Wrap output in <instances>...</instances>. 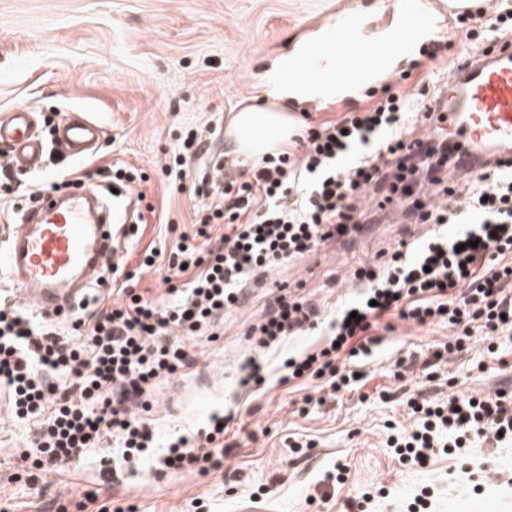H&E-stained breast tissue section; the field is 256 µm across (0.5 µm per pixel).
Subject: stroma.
<instances>
[{
	"label": "stroma",
	"instance_id": "obj_1",
	"mask_svg": "<svg viewBox=\"0 0 512 512\" xmlns=\"http://www.w3.org/2000/svg\"><path fill=\"white\" fill-rule=\"evenodd\" d=\"M359 14L364 36L389 20V0H0V115L15 108L61 118L82 112L99 121L103 138L83 160L87 172L121 164L145 172L137 182L147 203L166 205L167 223L146 214L138 233L122 238L118 254L126 269L159 242L190 230L202 199L192 174L204 161L188 159L187 179L167 182L159 167L187 131L208 150L220 151L229 119L259 103L273 60H288L295 45L316 36L328 20ZM411 77L400 80L403 71ZM446 70L413 52L383 82L357 96L325 106H293L292 114L322 122L368 104L369 94L397 85L413 94L418 82L446 80ZM396 211L340 241H327L306 259L265 273V286L247 288L245 304L218 321L215 337L185 345L194 357L185 371L158 381L148 392L144 418L160 442L194 435L212 414L233 415L231 448L224 466L208 473L177 472L156 461L112 469V452H96L42 473L21 463L33 448L38 425L14 417L0 391V512H58L92 496L86 512H344L365 489L384 488L377 512H404L421 488L434 494L435 512H512V491L491 486L472 491L449 484L457 461L439 454L420 467L400 466L386 445L388 427L411 429L407 398L425 395L512 393V338L488 353L474 336L450 355L437 379L421 364L432 346L447 341L444 326L420 327L393 319L381 344L356 363L363 379L355 391L325 396L323 380L281 381L277 367L289 353L321 342L320 333L294 336L257 352L250 336L277 298H300L333 314L354 296L346 279L361 262L381 260L399 242L422 240L425 224H407L406 199ZM262 355L270 369L262 387L241 385V367ZM322 405L301 413L304 396ZM307 443L293 453L291 441ZM347 466L344 484L325 481L337 463Z\"/></svg>",
	"mask_w": 512,
	"mask_h": 512
}]
</instances>
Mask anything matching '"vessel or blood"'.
I'll return each mask as SVG.
<instances>
[{"instance_id":"1","label":"vessel or blood","mask_w":512,"mask_h":512,"mask_svg":"<svg viewBox=\"0 0 512 512\" xmlns=\"http://www.w3.org/2000/svg\"><path fill=\"white\" fill-rule=\"evenodd\" d=\"M432 26V19L406 13L393 40L367 47L353 36V23L332 21L313 59L295 57L290 66L299 71L311 68L313 60L332 57L336 80L344 83L384 69L392 56L422 42ZM447 118L465 135L462 154L449 168V186L458 189L484 172L512 169V42L501 40L489 52L471 53L464 70L449 77ZM102 134L99 122L77 114L57 129L55 139L70 157L82 159L96 149ZM0 142L7 144L17 171L42 168L46 146L33 112L20 108L1 118ZM97 196L95 188L83 185L63 196L46 192L39 208L0 227V274L42 313L66 317L76 310L112 263L117 227L132 221L133 201L120 189L112 195L111 223L95 222L89 203Z\"/></svg>"}]
</instances>
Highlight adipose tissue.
<instances>
[{
	"label": "adipose tissue",
	"instance_id": "adipose-tissue-1",
	"mask_svg": "<svg viewBox=\"0 0 512 512\" xmlns=\"http://www.w3.org/2000/svg\"><path fill=\"white\" fill-rule=\"evenodd\" d=\"M326 74L309 71L296 73L285 67L270 70L265 84L267 99L263 105L237 112L227 134L244 157L257 160L285 148L294 133L292 119L284 100L312 101L316 104L356 96L355 86H338L333 78L335 61H326Z\"/></svg>",
	"mask_w": 512,
	"mask_h": 512
}]
</instances>
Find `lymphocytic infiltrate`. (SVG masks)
<instances>
[{
	"mask_svg": "<svg viewBox=\"0 0 512 512\" xmlns=\"http://www.w3.org/2000/svg\"><path fill=\"white\" fill-rule=\"evenodd\" d=\"M475 45L512 32V10L486 15L483 8L456 14ZM447 86H420L407 94L384 89L371 105L340 120L304 127L296 151L285 150L250 168L226 156L197 188L192 233H181L169 254L150 248L136 272L166 259L163 290L149 294L125 273L108 295H94L93 310L72 317L68 339H59L27 310L0 306V389L14 415L39 422L35 450L22 454L38 470H56L117 442L113 465L160 458L170 469L206 473L222 468L224 418L212 415L204 434L183 436L157 450L154 435L137 415L144 393L157 380L189 367L193 357L181 337L203 336L225 313L239 308L246 283L272 267L306 258L328 239L362 230L372 215L360 204L366 191L402 193L405 218L430 225L427 238L400 243L381 262L355 267L360 291L336 315L319 317L304 301L277 299L252 333L259 348L289 336L322 330V344L293 353L282 365L288 379H326L333 392L359 380L348 360L368 356L379 342L380 321L397 314L417 326H447L448 340L433 361L460 350L473 333L495 340L512 335V174L473 178L453 200L428 201L427 188L447 191L448 142L440 105ZM433 132L415 136L425 115ZM224 233L214 237V224ZM410 435L388 437L400 464L423 465L477 440L512 446V394L409 400Z\"/></svg>",
	"mask_w": 512,
	"mask_h": 512,
	"instance_id": "lymphocytic-infiltrate-1",
	"label": "lymphocytic infiltrate"
}]
</instances>
